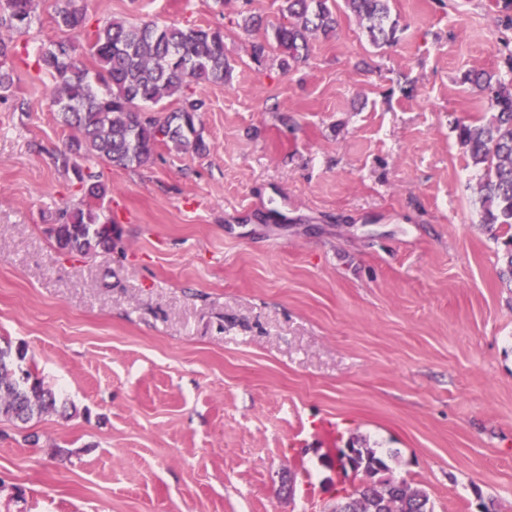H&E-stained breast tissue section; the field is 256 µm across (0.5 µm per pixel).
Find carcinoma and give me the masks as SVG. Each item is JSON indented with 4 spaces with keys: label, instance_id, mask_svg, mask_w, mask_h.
<instances>
[{
    "label": "carcinoma",
    "instance_id": "cac0c4a2",
    "mask_svg": "<svg viewBox=\"0 0 512 512\" xmlns=\"http://www.w3.org/2000/svg\"><path fill=\"white\" fill-rule=\"evenodd\" d=\"M365 24L372 43L391 42L396 22L389 0H345ZM287 22L274 28L273 42L251 45L260 60L266 49L291 67L308 58L310 39L336 30V15L328 0H283ZM32 0H0V65L13 57V39L4 31H20L31 23ZM57 27L70 35L87 36L85 52L97 69L77 55L70 37L41 51L34 67L52 80L50 95L59 107L60 123L75 132L69 150L55 157L64 173H73L79 202L63 211L49 230L56 248L87 256L113 247L112 220L102 217L110 192L103 172L79 166L86 156L107 166L141 167L151 163L156 149L204 153L207 145L197 130L205 100L197 91L230 81L232 66L224 54V29L183 28L155 21L131 23L107 18L89 27L84 0H57ZM465 80L490 94L492 118L485 123L458 125L460 144L483 175L477 192L483 222L512 228V89L484 71ZM171 99L177 107L163 115L147 109ZM26 352L0 348V419L27 424L56 410L57 395L31 370L22 367ZM357 470L365 481L353 502L340 497L331 512H433L427 492L387 476L389 466L372 448L355 449Z\"/></svg>",
    "mask_w": 512,
    "mask_h": 512
}]
</instances>
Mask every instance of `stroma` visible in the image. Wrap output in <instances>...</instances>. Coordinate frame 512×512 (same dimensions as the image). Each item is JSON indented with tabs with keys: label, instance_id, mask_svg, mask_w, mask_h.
<instances>
[{
	"label": "stroma",
	"instance_id": "obj_1",
	"mask_svg": "<svg viewBox=\"0 0 512 512\" xmlns=\"http://www.w3.org/2000/svg\"><path fill=\"white\" fill-rule=\"evenodd\" d=\"M505 0H390L393 42L338 25L306 62L251 58L282 0H87L90 20L224 29L206 153L107 167L112 250L58 252L71 130L15 34L0 100V344L65 402L0 421V512H325L357 440L434 512H512V228L486 225L456 124L471 70L512 81Z\"/></svg>",
	"mask_w": 512,
	"mask_h": 512
}]
</instances>
